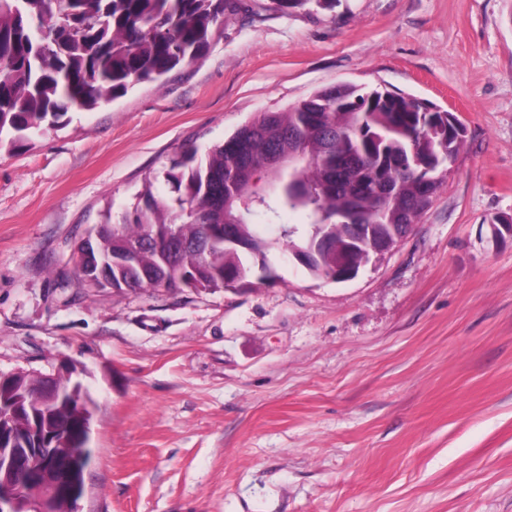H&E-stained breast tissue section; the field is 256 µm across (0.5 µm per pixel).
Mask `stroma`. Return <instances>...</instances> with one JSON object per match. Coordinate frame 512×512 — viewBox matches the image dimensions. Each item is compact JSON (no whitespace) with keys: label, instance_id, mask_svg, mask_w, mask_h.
<instances>
[{"label":"stroma","instance_id":"obj_1","mask_svg":"<svg viewBox=\"0 0 512 512\" xmlns=\"http://www.w3.org/2000/svg\"><path fill=\"white\" fill-rule=\"evenodd\" d=\"M455 113L430 207L346 283L276 266L246 293L81 288L181 147L338 83ZM0 147V374L82 371L81 512H512V0H243L193 62ZM335 5L336 0H270V7L283 14H288L295 9H306L309 6L333 9Z\"/></svg>","mask_w":512,"mask_h":512}]
</instances>
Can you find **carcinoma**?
I'll use <instances>...</instances> for the list:
<instances>
[{
    "instance_id": "obj_1",
    "label": "carcinoma",
    "mask_w": 512,
    "mask_h": 512,
    "mask_svg": "<svg viewBox=\"0 0 512 512\" xmlns=\"http://www.w3.org/2000/svg\"><path fill=\"white\" fill-rule=\"evenodd\" d=\"M235 0H0V143H13L62 124L142 82L158 81L206 51ZM336 0H270L287 14ZM465 136L448 131V112L414 96L341 83L276 112H260L223 143L198 155L181 151L163 173L168 190L149 179L124 222L100 225L98 248L145 243V278L112 271L131 291L176 288L190 276L198 290L217 292L275 273V261L302 258L312 277L339 279L336 256L323 238L368 257L372 241L405 234L432 203ZM292 157L267 164L268 152ZM300 213L270 237L254 223ZM247 248L224 243V236ZM198 252L171 255L179 239ZM87 387L62 383L54 397L40 378L0 376V448L25 438L47 463L68 434L75 447L87 418L78 401Z\"/></svg>"
}]
</instances>
